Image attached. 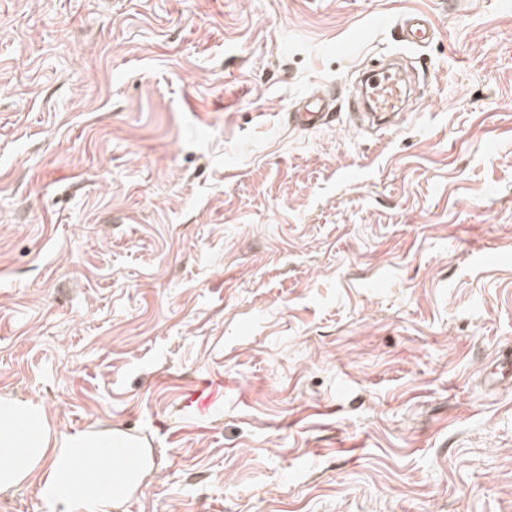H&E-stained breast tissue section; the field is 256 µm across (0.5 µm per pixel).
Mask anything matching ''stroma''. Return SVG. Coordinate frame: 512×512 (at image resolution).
Listing matches in <instances>:
<instances>
[{"mask_svg":"<svg viewBox=\"0 0 512 512\" xmlns=\"http://www.w3.org/2000/svg\"><path fill=\"white\" fill-rule=\"evenodd\" d=\"M511 358L512 0H0V394L144 442L121 512H512ZM401 23L410 44H418L429 39L434 33L431 18L421 12L411 13L401 18ZM398 82L396 74L389 70L373 71L367 74L366 87L379 113L366 109V112L372 113L361 112L359 114L366 115L375 122H385L388 117L398 114V112H394L400 101ZM329 99L322 96L311 97L302 106V112H294V120L302 129H313L326 123L333 112L330 109Z\"/></svg>","mask_w":512,"mask_h":512,"instance_id":"35a3bbf8","label":"stroma"}]
</instances>
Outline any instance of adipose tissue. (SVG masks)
<instances>
[{
    "instance_id": "obj_1",
    "label": "adipose tissue",
    "mask_w": 512,
    "mask_h": 512,
    "mask_svg": "<svg viewBox=\"0 0 512 512\" xmlns=\"http://www.w3.org/2000/svg\"><path fill=\"white\" fill-rule=\"evenodd\" d=\"M0 447L11 451L0 465V493L37 478L50 512H119L151 472L139 441L94 433L56 438L41 405L6 395L0 396Z\"/></svg>"
}]
</instances>
